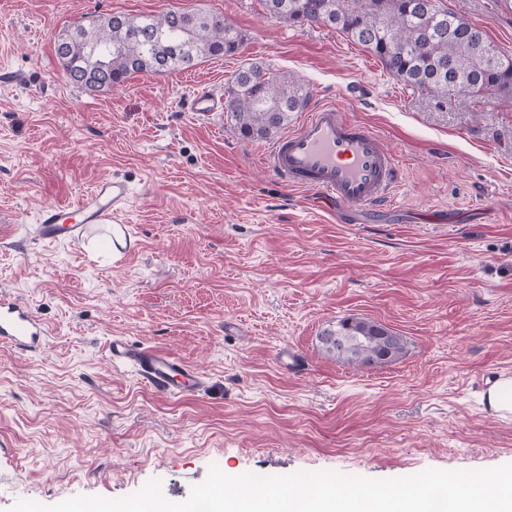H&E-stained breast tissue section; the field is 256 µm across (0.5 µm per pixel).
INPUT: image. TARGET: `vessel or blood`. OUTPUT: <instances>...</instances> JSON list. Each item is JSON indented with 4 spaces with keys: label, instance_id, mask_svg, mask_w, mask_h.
<instances>
[{
    "label": "vessel or blood",
    "instance_id": "b4317fda",
    "mask_svg": "<svg viewBox=\"0 0 512 512\" xmlns=\"http://www.w3.org/2000/svg\"><path fill=\"white\" fill-rule=\"evenodd\" d=\"M261 166L292 187L318 192L324 208L361 211L391 201L401 185L398 161L368 125L351 120L332 104H319L268 148ZM130 198L127 181L98 183L71 204L43 208L36 235L56 242L78 236L91 224H102L122 211ZM48 334L44 322L23 301L0 293V343L40 349ZM112 361L131 364L140 380L153 390L181 396L201 390L200 371L176 357L110 342Z\"/></svg>",
    "mask_w": 512,
    "mask_h": 512
}]
</instances>
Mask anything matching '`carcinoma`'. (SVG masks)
Listing matches in <instances>:
<instances>
[{"mask_svg": "<svg viewBox=\"0 0 512 512\" xmlns=\"http://www.w3.org/2000/svg\"><path fill=\"white\" fill-rule=\"evenodd\" d=\"M270 15L290 23L323 24L371 51L386 71L438 102L475 86L512 93V55L499 50L461 14L438 0H264ZM241 37L217 15L168 10L158 16L110 15L58 34L55 52L68 78L90 91H110L142 72L185 70L207 57L233 55ZM225 111L243 137L275 136L307 104L303 84L249 66L226 89ZM382 325L348 317L324 332L326 352L368 365Z\"/></svg>", "mask_w": 512, "mask_h": 512, "instance_id": "1", "label": "carcinoma"}]
</instances>
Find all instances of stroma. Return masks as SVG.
Segmentation results:
<instances>
[{
    "mask_svg": "<svg viewBox=\"0 0 512 512\" xmlns=\"http://www.w3.org/2000/svg\"><path fill=\"white\" fill-rule=\"evenodd\" d=\"M439 2L512 55L505 0ZM177 9L223 15L237 53L109 92L68 80L61 30ZM250 65L373 127L402 165L396 206L324 214L317 193L258 167L264 141L225 112L188 111ZM112 177L131 187L120 224L34 236L44 206ZM1 291L49 335L40 350L0 346V512L152 479L181 501L213 464L377 480L512 464V416L485 403L512 375V96L438 105L343 33L275 19L263 0H0ZM347 317L389 327L405 355L329 356L321 336ZM115 336L171 352L206 389H150L112 363Z\"/></svg>",
    "mask_w": 512,
    "mask_h": 512,
    "instance_id": "35a3bbf8",
    "label": "stroma"
}]
</instances>
